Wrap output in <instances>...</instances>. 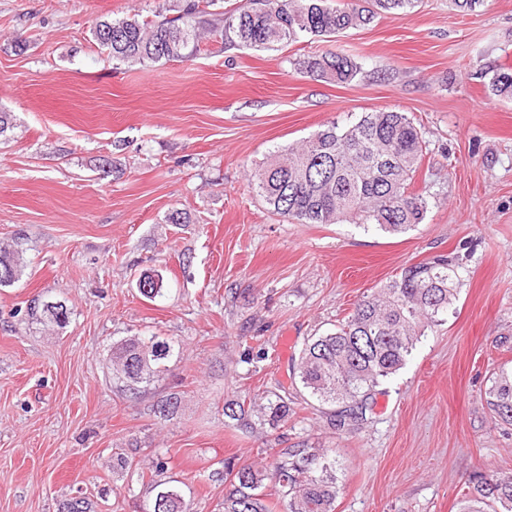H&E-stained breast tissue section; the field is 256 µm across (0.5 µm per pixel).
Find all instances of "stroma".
I'll return each mask as SVG.
<instances>
[{"label": "stroma", "instance_id": "1", "mask_svg": "<svg viewBox=\"0 0 512 512\" xmlns=\"http://www.w3.org/2000/svg\"><path fill=\"white\" fill-rule=\"evenodd\" d=\"M167 0H0V246L24 271L0 287V512H144L135 471L165 454L193 512H220L225 459L330 448L336 512H456L474 474L512 469V427L482 394L512 361V99L489 78L512 66V0L460 12L421 0L327 40L276 51L213 46L184 62L128 66L92 39L108 17ZM328 51L362 70L336 84L302 73ZM397 110L426 142L414 187L421 224L389 234L273 215L248 187L270 153L362 113ZM186 221L174 224L172 212ZM439 253L463 266L442 325L382 381L366 421L293 390L287 424L230 425L226 402L278 391L304 343L363 296ZM160 276L155 299L138 284ZM64 302V327L32 307ZM156 336L173 354L132 393L113 343ZM180 399L161 416V397ZM124 449L132 469H117Z\"/></svg>", "mask_w": 512, "mask_h": 512}]
</instances>
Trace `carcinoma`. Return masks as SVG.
Masks as SVG:
<instances>
[{"label":"carcinoma","mask_w":512,"mask_h":512,"mask_svg":"<svg viewBox=\"0 0 512 512\" xmlns=\"http://www.w3.org/2000/svg\"><path fill=\"white\" fill-rule=\"evenodd\" d=\"M174 16L161 20L112 17L92 29L98 48L127 65L185 61L226 47L277 50L302 37L334 38L372 22L381 13L407 11L417 0H348L333 7L328 0H249L245 6L214 9L217 0H168ZM303 72L348 83L361 72L353 57L337 52L297 62ZM494 95L512 98V68L489 81ZM426 149L421 129L403 112H365L351 126L332 124L276 151L251 175L249 187L280 216L302 224L350 222L389 233H402L424 220L426 198L411 185ZM19 281V249L0 253V269ZM459 259L444 254L412 263L399 276L363 297L354 312L332 331L314 336L299 355L303 388L324 404L342 405L333 426L364 422L373 411L376 388L401 369L425 330L441 322L460 282ZM40 316L61 325L64 304L43 305ZM171 345L156 336H132L112 346V369L131 390L159 377ZM485 400L495 421L512 426V370L494 373ZM227 417L243 421L254 415L262 425L288 423V386L275 398L234 401ZM164 455L154 454L149 479L154 495L147 512H192L182 490L162 479ZM272 483L274 497L265 493ZM223 512H335L340 487L336 459L326 448H284L269 466L224 462ZM458 512H512V471H493L470 480Z\"/></svg>","instance_id":"cac0c4a2"}]
</instances>
